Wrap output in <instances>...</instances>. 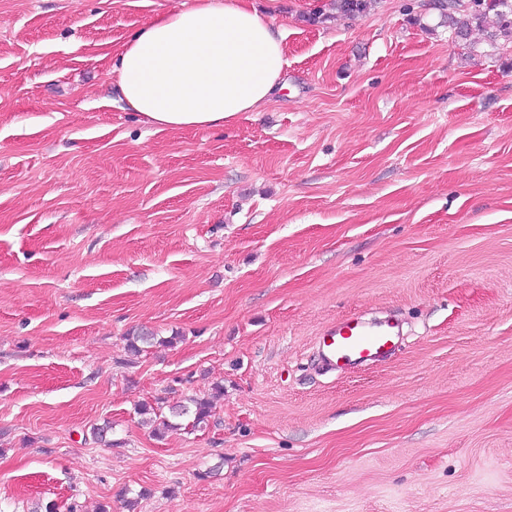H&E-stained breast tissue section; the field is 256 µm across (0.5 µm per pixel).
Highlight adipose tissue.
<instances>
[{
    "mask_svg": "<svg viewBox=\"0 0 512 512\" xmlns=\"http://www.w3.org/2000/svg\"><path fill=\"white\" fill-rule=\"evenodd\" d=\"M285 64L281 35L252 0H195L134 31L112 73L122 101L146 124L213 129L258 111Z\"/></svg>",
    "mask_w": 512,
    "mask_h": 512,
    "instance_id": "ef3b65f1",
    "label": "adipose tissue"
}]
</instances>
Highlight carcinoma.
<instances>
[{
    "label": "carcinoma",
    "instance_id": "carcinoma-1",
    "mask_svg": "<svg viewBox=\"0 0 512 512\" xmlns=\"http://www.w3.org/2000/svg\"><path fill=\"white\" fill-rule=\"evenodd\" d=\"M371 0H336V9L349 16L359 15L368 10ZM448 12V24L455 35L466 36L472 28L486 32L488 38L496 42L503 40L512 43V0H445L440 4ZM154 336L143 331L132 332L125 336L127 352L138 355L151 343ZM224 393V386L216 383L209 396H196L187 399V403L173 411V417L186 420V426L196 430L204 429L214 416L213 397ZM139 413L149 416L153 424V434L162 437L178 424L163 416L160 407L143 404Z\"/></svg>",
    "mask_w": 512,
    "mask_h": 512
}]
</instances>
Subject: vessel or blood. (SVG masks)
<instances>
[{
	"label": "vessel or blood",
	"mask_w": 512,
	"mask_h": 512,
	"mask_svg": "<svg viewBox=\"0 0 512 512\" xmlns=\"http://www.w3.org/2000/svg\"><path fill=\"white\" fill-rule=\"evenodd\" d=\"M400 335V324L393 318L369 320L352 313L323 329L319 353L333 369L378 365L392 357Z\"/></svg>",
	"instance_id": "b4317fda"
}]
</instances>
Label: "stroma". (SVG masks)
I'll return each mask as SVG.
<instances>
[{
    "label": "stroma",
    "instance_id": "stroma-1",
    "mask_svg": "<svg viewBox=\"0 0 512 512\" xmlns=\"http://www.w3.org/2000/svg\"><path fill=\"white\" fill-rule=\"evenodd\" d=\"M191 2L0 0V512H512V44L257 0L284 87L157 131L112 58ZM354 311L400 348L330 370ZM217 382L203 430L135 412ZM161 406L157 405L154 407L152 405L142 404L139 413L141 415H154L149 417L148 422H152L153 424V434L155 436L163 437L164 434L170 430L177 429L180 424L174 423L166 416H163L162 412H160Z\"/></svg>",
    "mask_w": 512,
    "mask_h": 512
}]
</instances>
